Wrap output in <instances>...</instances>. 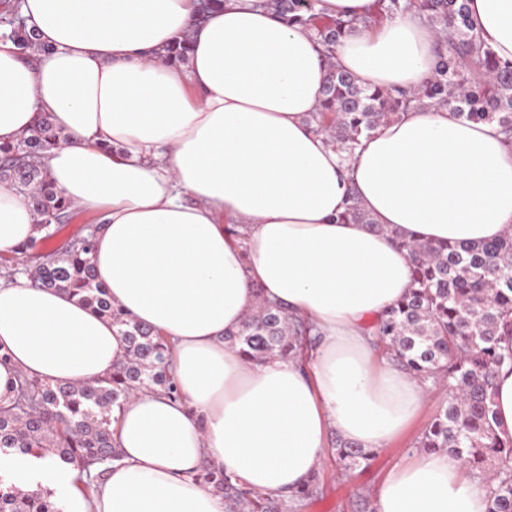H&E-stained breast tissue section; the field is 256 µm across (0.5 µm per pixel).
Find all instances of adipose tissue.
Masks as SVG:
<instances>
[{"instance_id": "obj_1", "label": "adipose tissue", "mask_w": 512, "mask_h": 512, "mask_svg": "<svg viewBox=\"0 0 512 512\" xmlns=\"http://www.w3.org/2000/svg\"><path fill=\"white\" fill-rule=\"evenodd\" d=\"M20 0L45 50L22 61L0 38V145L41 115L66 142L41 167L99 215L92 260L113 303L168 345L180 393L129 399L112 421L123 451L99 494L69 486L67 512H226L195 479L202 462L256 492L286 494L329 436L386 448L431 393L381 355L373 322L412 269L389 237L490 241L512 234V146L454 107L412 109L342 161L310 124L326 62L312 35L259 0ZM475 30L512 60V0H468ZM189 37L185 63L158 54ZM435 33L415 13L348 33L334 62L359 82L417 88ZM356 195L373 225L342 220ZM236 225L240 237L226 228ZM27 199L0 186V253L40 237ZM313 325L304 359H245L224 342L257 306ZM126 344L60 290L0 278V404L19 374L64 384L111 373ZM493 428L512 439V364L494 382ZM376 512H488L484 478L448 453L396 464Z\"/></svg>"}]
</instances>
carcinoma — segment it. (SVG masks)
<instances>
[{"label": "carcinoma", "mask_w": 512, "mask_h": 512, "mask_svg": "<svg viewBox=\"0 0 512 512\" xmlns=\"http://www.w3.org/2000/svg\"><path fill=\"white\" fill-rule=\"evenodd\" d=\"M288 24L309 30L322 52L351 29L367 28L370 18H327L315 12V0H262ZM380 16L414 10L439 34V60L420 88L392 91L370 88L333 63L327 64L320 110L309 122L323 133L344 160L360 141L415 107L455 105L458 116L494 123L512 144V61L500 60L475 32L466 0H379ZM12 25L9 38L21 53L42 51L34 32L23 22ZM189 38L183 37L160 53L162 63L185 62ZM66 140L50 117H39L16 143L0 145V178L28 199L39 225L62 227L75 218L70 203L57 192L39 164L42 151ZM345 220L370 224L371 215L350 198ZM94 234L69 241L59 258L36 254L33 239L15 250L35 263L32 278L43 288H58L78 297L96 315L112 321L125 337V358L112 374L95 381L52 385L20 375L17 394L0 404V450H25L85 475L81 491L98 492L105 467L121 460L112 442V412L141 389L160 388L179 398L165 357L163 337L129 319L112 304L108 288L96 280L90 254ZM413 265L409 293L376 323L375 335L392 359L420 381H432L448 391V403L426 428L419 447L445 451L478 471L489 483V512H512V439L499 438L492 426L496 370L512 362L498 350V338L512 334V236L488 242L432 244L395 235ZM309 328L296 323L277 306L261 305L241 328L224 341L250 357L290 358L305 347ZM370 450L340 442L337 462L353 470L373 458ZM196 479L224 498L228 512H284L285 503L270 493L254 494L219 470L204 469ZM317 496L309 478L291 501ZM0 512H62L49 492L0 486Z\"/></svg>", "instance_id": "carcinoma-1"}]
</instances>
